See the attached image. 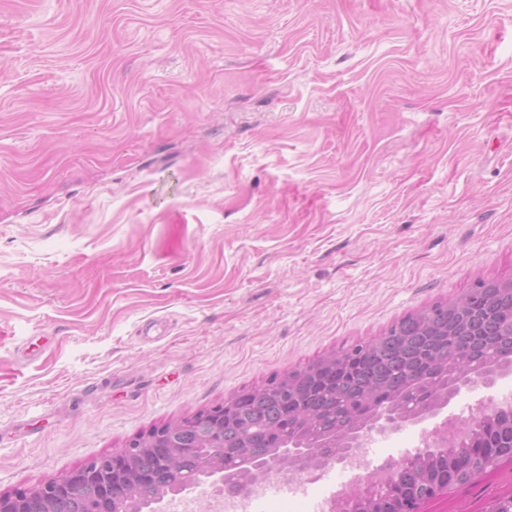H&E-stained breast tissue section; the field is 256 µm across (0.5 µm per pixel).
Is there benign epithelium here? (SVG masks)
Returning <instances> with one entry per match:
<instances>
[{
    "label": "benign epithelium",
    "mask_w": 512,
    "mask_h": 512,
    "mask_svg": "<svg viewBox=\"0 0 512 512\" xmlns=\"http://www.w3.org/2000/svg\"><path fill=\"white\" fill-rule=\"evenodd\" d=\"M457 322H448V331L454 327L469 329L474 324L487 322L489 311L480 308L472 295L448 303ZM512 375V360L496 364L477 361L453 374L450 382L421 384L414 403L403 400L381 405L371 396L353 404L348 416V428L330 437L317 438L310 426V414H295L297 427L278 448H244L236 463L224 464L212 457L204 466L203 484L210 490L209 500H243L249 498L261 485L277 476L292 479L312 476L328 463L350 464L360 448H369L378 437H385L407 424H420L438 417L449 403L464 389L474 386L493 387L498 379ZM245 392L224 401V404L196 414L201 420L200 446L208 447L227 422L237 421L234 403ZM482 426V437L468 448L469 468L484 466L499 456L502 448L512 449V393L489 399L480 414L468 420L445 417L426 431V438L413 454L414 466L406 470V460L389 459L370 469L330 505L329 512H419L420 505L448 490V480L463 476L448 457V446L465 437L476 426ZM187 422L182 420L150 430L131 440L117 451L94 457L69 470L62 476L36 486L0 494V512H29V501L44 498L42 512H50L53 497L64 498L76 489L94 484L99 498L121 497L128 502V512H138V491L153 482L151 473L136 467V456L142 451H160L165 464L175 469L196 451L186 446L181 437Z\"/></svg>",
    "instance_id": "benign-epithelium-1"
}]
</instances>
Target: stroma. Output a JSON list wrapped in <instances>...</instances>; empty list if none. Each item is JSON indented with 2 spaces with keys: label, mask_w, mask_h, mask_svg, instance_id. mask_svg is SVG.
<instances>
[{
  "label": "stroma",
  "mask_w": 512,
  "mask_h": 512,
  "mask_svg": "<svg viewBox=\"0 0 512 512\" xmlns=\"http://www.w3.org/2000/svg\"><path fill=\"white\" fill-rule=\"evenodd\" d=\"M480 280H512V0H0V493ZM508 497L504 458L420 512Z\"/></svg>",
  "instance_id": "1"
}]
</instances>
